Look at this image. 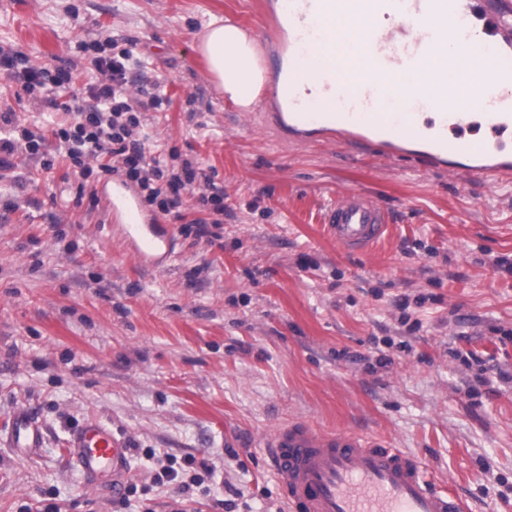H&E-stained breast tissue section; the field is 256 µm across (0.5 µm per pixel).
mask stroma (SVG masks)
Returning a JSON list of instances; mask_svg holds the SVG:
<instances>
[{
	"label": "stroma",
	"instance_id": "35a3bbf8",
	"mask_svg": "<svg viewBox=\"0 0 512 512\" xmlns=\"http://www.w3.org/2000/svg\"><path fill=\"white\" fill-rule=\"evenodd\" d=\"M213 15L273 66L261 0H0V44L35 66H66L102 35L137 39L170 100L149 115L154 144L224 188L222 239L165 217L175 256L153 269L103 206L75 204L66 162L0 172V512H288L264 439L292 420L420 459L466 512H512V183L284 141L270 102L217 94L194 50ZM346 188L389 219L365 253L322 223ZM23 412L40 447L5 442ZM91 419L127 443L126 503L67 456ZM188 455L212 478L155 483L166 457Z\"/></svg>",
	"mask_w": 512,
	"mask_h": 512
}]
</instances>
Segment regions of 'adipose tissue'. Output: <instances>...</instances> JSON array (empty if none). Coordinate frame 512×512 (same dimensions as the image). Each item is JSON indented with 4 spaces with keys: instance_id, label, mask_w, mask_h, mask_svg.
Listing matches in <instances>:
<instances>
[{
    "instance_id": "1",
    "label": "adipose tissue",
    "mask_w": 512,
    "mask_h": 512,
    "mask_svg": "<svg viewBox=\"0 0 512 512\" xmlns=\"http://www.w3.org/2000/svg\"><path fill=\"white\" fill-rule=\"evenodd\" d=\"M197 49L225 95L239 107L250 108L265 80L256 40L233 22L213 18Z\"/></svg>"
}]
</instances>
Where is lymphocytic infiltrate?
Wrapping results in <instances>:
<instances>
[{"label":"lymphocytic infiltrate","instance_id":"obj_1","mask_svg":"<svg viewBox=\"0 0 512 512\" xmlns=\"http://www.w3.org/2000/svg\"><path fill=\"white\" fill-rule=\"evenodd\" d=\"M97 72L83 94L70 93L71 69L27 66L21 53L0 44V73L16 81L19 92L53 110L46 126L31 129L14 112H1L0 169L13 165L15 155L35 159L49 172L57 159H66L79 177L77 198H84L100 176L116 174L135 185L144 206L164 215L179 214L185 196L197 202L198 218L185 222L184 232L210 235L224 222V189L197 162L177 151L155 155L145 128L147 113L169 103L158 79L129 75L139 67L137 43L107 36L84 44ZM63 119H56V112Z\"/></svg>","mask_w":512,"mask_h":512}]
</instances>
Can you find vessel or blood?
<instances>
[{
	"label": "vessel or blood",
	"mask_w": 512,
	"mask_h": 512,
	"mask_svg": "<svg viewBox=\"0 0 512 512\" xmlns=\"http://www.w3.org/2000/svg\"><path fill=\"white\" fill-rule=\"evenodd\" d=\"M404 21V37L376 38L372 48L381 73L410 66L438 53L430 25L442 18L449 31L471 41L474 56L490 58V75L474 72L482 88L481 122L492 129L512 125V0H489L483 17V37L473 35L467 12L469 0H392ZM329 0H263L262 9L274 19L269 37L278 62L270 94L274 109L268 125L289 141L337 140L368 153L397 161H413L429 169L462 171L490 184L512 180V156L472 143L463 131L471 112L448 111L445 105L414 98L405 107L387 105L376 111V87L361 95L339 93L330 76H322L324 90L333 98L316 108L295 93L296 66L309 40L312 18L322 15ZM431 112L430 125L421 122ZM111 230L141 262L162 266L174 257V237L162 218L146 213L141 200L122 179L112 181L107 200ZM324 224L337 245L357 251L372 249L387 227L385 211L357 192L339 196L328 207ZM8 440L15 448H36L39 427L19 416ZM265 447L279 476L291 512H462L459 498L436 488L419 460L389 445L348 430L323 431L302 421L279 425ZM127 447L111 429L90 420L77 429L69 455L89 484L124 473Z\"/></svg>",
	"instance_id": "vessel-or-blood-1"
}]
</instances>
